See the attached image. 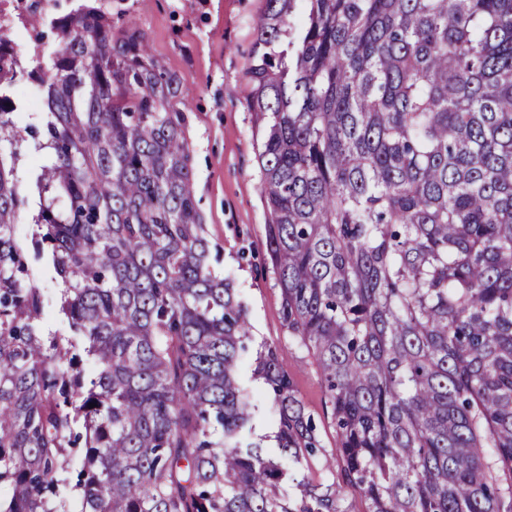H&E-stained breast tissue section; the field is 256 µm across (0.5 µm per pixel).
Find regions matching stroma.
<instances>
[{
    "label": "stroma",
    "mask_w": 512,
    "mask_h": 512,
    "mask_svg": "<svg viewBox=\"0 0 512 512\" xmlns=\"http://www.w3.org/2000/svg\"><path fill=\"white\" fill-rule=\"evenodd\" d=\"M109 5L113 31L132 25L143 30L151 55L186 91L194 194L207 237L221 254L215 269L233 279L248 309L255 342L281 348L283 367L319 425L322 445L334 448L336 437L326 414L321 375L311 357L288 342L280 290L267 252L269 214L260 190V138L246 104L255 25L265 0H109ZM4 34L14 40L18 54L14 97L25 107L21 119L42 120L39 106L29 102L32 83L27 73L35 66L37 54H48L57 44L50 40L34 47L15 15ZM38 166L32 154L21 152L15 183L27 205L14 234L29 258L30 278L40 288L45 313L52 321L57 314L58 285L46 261L33 257L31 215L36 195L32 174Z\"/></svg>",
    "instance_id": "stroma-1"
}]
</instances>
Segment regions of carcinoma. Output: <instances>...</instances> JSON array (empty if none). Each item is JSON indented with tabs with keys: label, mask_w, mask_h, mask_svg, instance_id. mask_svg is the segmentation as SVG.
Listing matches in <instances>:
<instances>
[{
	"label": "carcinoma",
	"mask_w": 512,
	"mask_h": 512,
	"mask_svg": "<svg viewBox=\"0 0 512 512\" xmlns=\"http://www.w3.org/2000/svg\"><path fill=\"white\" fill-rule=\"evenodd\" d=\"M265 2L247 106L267 248L336 448L280 348L248 357L180 83L108 9L47 32L35 2L59 43L28 74L47 121L20 126L0 35V143L48 159L32 243L62 288L52 328L0 151V512H512V0Z\"/></svg>",
	"instance_id": "carcinoma-1"
}]
</instances>
